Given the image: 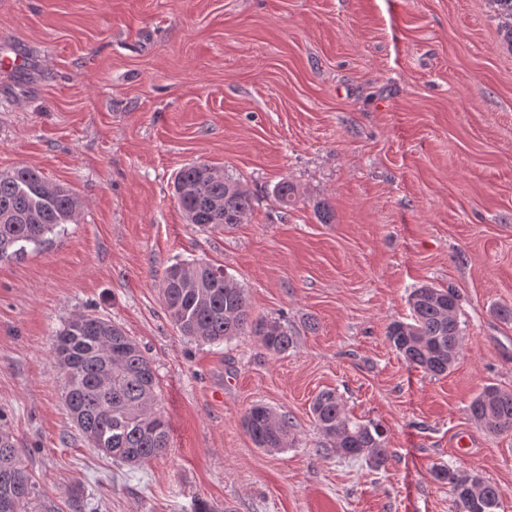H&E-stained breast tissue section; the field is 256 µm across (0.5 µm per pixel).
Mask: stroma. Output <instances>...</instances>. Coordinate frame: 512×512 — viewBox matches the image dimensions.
Returning a JSON list of instances; mask_svg holds the SVG:
<instances>
[{
  "label": "stroma",
  "instance_id": "obj_1",
  "mask_svg": "<svg viewBox=\"0 0 512 512\" xmlns=\"http://www.w3.org/2000/svg\"><path fill=\"white\" fill-rule=\"evenodd\" d=\"M1 55L23 65L0 68V172L33 168L83 203L0 261V428L34 485L27 512H455L433 475L448 464L512 512V436L466 412L486 385L512 391L495 313L512 306V51L487 0H0ZM199 162L253 192L240 224L185 222L173 182ZM178 260L223 267L294 348L182 336L159 288ZM424 284L460 295L442 376L386 338ZM80 314L156 370L169 446L139 466L90 446L65 407L52 343ZM325 390L384 427V467L327 448L310 411ZM255 404L288 416L291 447H255Z\"/></svg>",
  "mask_w": 512,
  "mask_h": 512
}]
</instances>
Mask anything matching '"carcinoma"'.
<instances>
[{
  "label": "carcinoma",
  "instance_id": "obj_1",
  "mask_svg": "<svg viewBox=\"0 0 512 512\" xmlns=\"http://www.w3.org/2000/svg\"><path fill=\"white\" fill-rule=\"evenodd\" d=\"M498 19L503 43L512 50V0H489ZM212 165L183 167L174 180L177 204L187 223L230 228L253 207V196L225 172L209 173ZM278 203H297L294 185L281 181L273 188ZM80 200L67 188L51 186L29 167L0 173V259L23 254L27 246L73 222ZM183 270L174 279L165 270L160 283L164 307L178 330L204 343H219L245 331L273 354L294 348L295 337L277 319L251 317L243 288L224 269L203 262H176ZM411 321H395L387 329L391 348L414 368L445 375L455 365L464 339L458 317L459 294L454 288L422 285L408 298ZM53 367L67 383L65 402L88 443L112 449L114 459L140 464L168 448L169 423L154 408L157 376L141 347L110 320L80 315L56 334ZM467 410L486 430L512 434V391L488 385L471 399ZM313 417L332 442L336 454L364 457L375 467L388 460L384 429L372 421L350 418L333 391L319 393ZM243 427L254 445L280 451L293 441L288 417L257 404L243 416ZM437 480L450 488L456 512H497L502 492L479 474L456 466L436 467ZM33 486L17 456L14 438L0 430V498L16 500V512H26Z\"/></svg>",
  "mask_w": 512,
  "mask_h": 512
}]
</instances>
